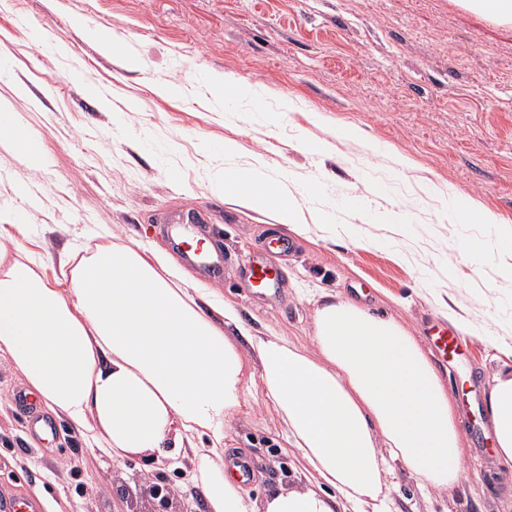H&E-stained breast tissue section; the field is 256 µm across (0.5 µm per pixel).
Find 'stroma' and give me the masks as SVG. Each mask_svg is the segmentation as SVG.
Masks as SVG:
<instances>
[{
    "instance_id": "35a3bbf8",
    "label": "stroma",
    "mask_w": 512,
    "mask_h": 512,
    "mask_svg": "<svg viewBox=\"0 0 512 512\" xmlns=\"http://www.w3.org/2000/svg\"><path fill=\"white\" fill-rule=\"evenodd\" d=\"M110 30L138 68L104 53L93 30ZM0 103L41 145L34 165L0 147V241L59 256L104 233L145 255L173 258L194 287L231 303L254 336L311 348L315 301L329 292L392 316L416 338L435 318L468 342L460 362L438 365L468 424L471 384L489 393L512 376V24L457 0H0ZM261 87L260 111L215 102L206 78ZM180 85L177 95L152 85ZM95 88L98 98L87 95ZM291 98L295 111L279 108ZM358 127L355 139L340 129ZM310 140L325 143L309 153ZM262 156L304 205L333 206L337 234L309 225L279 258L282 290L247 293L249 251L282 232L269 216L213 195L224 144ZM389 190L374 196L370 182ZM29 190L19 197L17 186ZM496 216L457 224L459 198ZM188 217L224 255L221 276H201L176 254L167 220ZM363 236L379 246L360 245ZM24 374L0 356V494L37 498L44 512H153L147 477L172 485L173 512H206L192 467L134 457L113 462L56 414L50 444L34 445L11 402ZM226 438L254 468L251 497L298 484L301 464L278 452L282 425L260 379ZM394 512H512V472L495 451H468L448 492L421 495L395 465Z\"/></svg>"
}]
</instances>
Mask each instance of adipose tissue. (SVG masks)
I'll return each mask as SVG.
<instances>
[{
    "mask_svg": "<svg viewBox=\"0 0 512 512\" xmlns=\"http://www.w3.org/2000/svg\"><path fill=\"white\" fill-rule=\"evenodd\" d=\"M215 196L301 234L334 231L330 212L304 210L288 179L260 158L220 171ZM67 287L40 256L0 242V353L28 391L62 412L92 448L122 459L162 448H207L194 478L211 512H392L386 491L401 463L420 491L452 489L463 473L461 421L429 354L394 317L321 294L312 351L281 336L239 347L223 327L230 305L183 288L152 259L109 242L70 252ZM259 377L268 405L319 487L280 488L262 501L224 471V438ZM500 463L512 469V377L488 396Z\"/></svg>",
    "mask_w": 512,
    "mask_h": 512,
    "instance_id": "1",
    "label": "adipose tissue"
}]
</instances>
